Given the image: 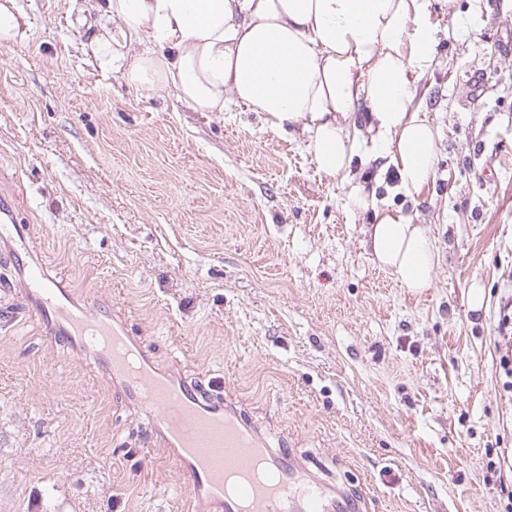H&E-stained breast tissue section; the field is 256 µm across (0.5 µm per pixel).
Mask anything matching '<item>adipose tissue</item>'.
I'll return each instance as SVG.
<instances>
[{"label":"adipose tissue","mask_w":512,"mask_h":512,"mask_svg":"<svg viewBox=\"0 0 512 512\" xmlns=\"http://www.w3.org/2000/svg\"><path fill=\"white\" fill-rule=\"evenodd\" d=\"M433 0H100L89 53L140 91L171 89L197 112L226 101L275 131L300 128L317 169L366 154L399 190L435 179L438 131L415 102L434 64ZM147 40L142 51L134 42ZM373 211L377 264L410 292L430 287L438 249L409 215Z\"/></svg>","instance_id":"adipose-tissue-1"}]
</instances>
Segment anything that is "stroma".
<instances>
[{
	"label": "stroma",
	"mask_w": 512,
	"mask_h": 512,
	"mask_svg": "<svg viewBox=\"0 0 512 512\" xmlns=\"http://www.w3.org/2000/svg\"><path fill=\"white\" fill-rule=\"evenodd\" d=\"M18 4L28 37L0 45V195L49 273L366 512H507L512 0H437L417 83L436 177L411 198L360 157L348 178L318 172L300 134L241 105L196 112L101 73L87 0ZM351 181L434 239L430 288L373 261ZM0 512H192L145 418L43 335L3 256Z\"/></svg>",
	"instance_id": "1"
}]
</instances>
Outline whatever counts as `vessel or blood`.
Segmentation results:
<instances>
[{
	"mask_svg": "<svg viewBox=\"0 0 512 512\" xmlns=\"http://www.w3.org/2000/svg\"><path fill=\"white\" fill-rule=\"evenodd\" d=\"M0 250L15 259L21 299L39 314L45 336L94 361L145 415L202 512H362L363 498L328 484L288 449L271 447L234 403L160 366L111 310L49 276L3 198Z\"/></svg>",
	"mask_w": 512,
	"mask_h": 512,
	"instance_id": "vessel-or-blood-1",
	"label": "vessel or blood"
}]
</instances>
